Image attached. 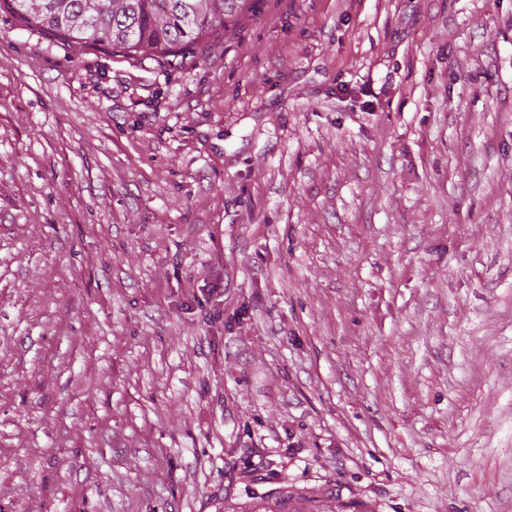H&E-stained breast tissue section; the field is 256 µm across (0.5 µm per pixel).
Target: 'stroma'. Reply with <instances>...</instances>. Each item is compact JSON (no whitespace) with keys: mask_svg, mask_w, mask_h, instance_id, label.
Masks as SVG:
<instances>
[{"mask_svg":"<svg viewBox=\"0 0 512 512\" xmlns=\"http://www.w3.org/2000/svg\"><path fill=\"white\" fill-rule=\"evenodd\" d=\"M512 512V0H256L174 58L0 11V512Z\"/></svg>","mask_w":512,"mask_h":512,"instance_id":"obj_1","label":"stroma"}]
</instances>
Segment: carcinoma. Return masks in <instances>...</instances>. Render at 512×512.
<instances>
[{
    "mask_svg": "<svg viewBox=\"0 0 512 512\" xmlns=\"http://www.w3.org/2000/svg\"><path fill=\"white\" fill-rule=\"evenodd\" d=\"M249 0H0L28 25L126 57H175L232 23Z\"/></svg>",
    "mask_w": 512,
    "mask_h": 512,
    "instance_id": "cac0c4a2",
    "label": "carcinoma"
}]
</instances>
